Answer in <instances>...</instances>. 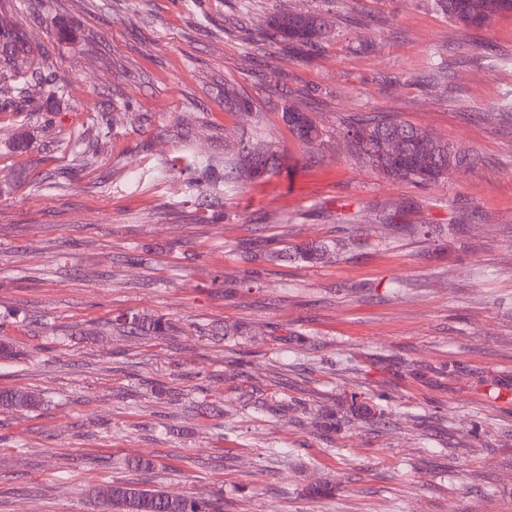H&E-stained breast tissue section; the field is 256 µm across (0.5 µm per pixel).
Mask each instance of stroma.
I'll use <instances>...</instances> for the list:
<instances>
[{"label":"stroma","mask_w":512,"mask_h":512,"mask_svg":"<svg viewBox=\"0 0 512 512\" xmlns=\"http://www.w3.org/2000/svg\"><path fill=\"white\" fill-rule=\"evenodd\" d=\"M300 10L326 40L254 49ZM1 24L67 86L0 108V390L43 399L0 409V512H95L113 482L220 494L224 512H512V13L0 0ZM362 112L476 162L435 184L378 174L344 143ZM21 130L28 150L7 149ZM245 146L280 170L233 185L189 167ZM322 241L320 264L270 258ZM134 312L177 330L113 328ZM223 323L249 333L211 335ZM282 117L300 141L310 143L312 139L319 137L318 129L305 112L289 106L285 112H282Z\"/></svg>","instance_id":"obj_1"}]
</instances>
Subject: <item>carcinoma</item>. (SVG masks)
I'll return each instance as SVG.
<instances>
[{
    "instance_id": "cac0c4a2",
    "label": "carcinoma",
    "mask_w": 512,
    "mask_h": 512,
    "mask_svg": "<svg viewBox=\"0 0 512 512\" xmlns=\"http://www.w3.org/2000/svg\"><path fill=\"white\" fill-rule=\"evenodd\" d=\"M432 6L451 21L465 27L483 28L499 16L512 12V0H431ZM324 32L318 15L308 11L280 13L270 19L268 27L254 40L259 51L284 43L288 51L301 55L304 48L320 42ZM33 54L32 47L22 32L0 29V96L9 101L27 100L32 87L39 84L40 74L33 70L18 71L11 68L18 58ZM291 132L302 142L319 137V131L309 116L293 107L282 113ZM422 130L416 126L379 112L360 114L348 124L346 136L351 148L364 158L373 169L392 178H411L435 182L451 166L472 164L471 155L455 149L439 139L431 144L420 142ZM393 136L400 141L399 152L383 155L378 142ZM278 155L271 153L263 159L251 155L244 147L237 156L224 162V179L255 178L274 171ZM329 251L326 244H308L295 251V257L308 263L324 258ZM118 328L133 334L165 336L174 326L163 318L136 313H125L114 319ZM41 405L38 394L28 391H0L1 409L32 410ZM99 512H224V499L220 496H173L160 488H141L114 482L106 491L96 494Z\"/></svg>"
}]
</instances>
